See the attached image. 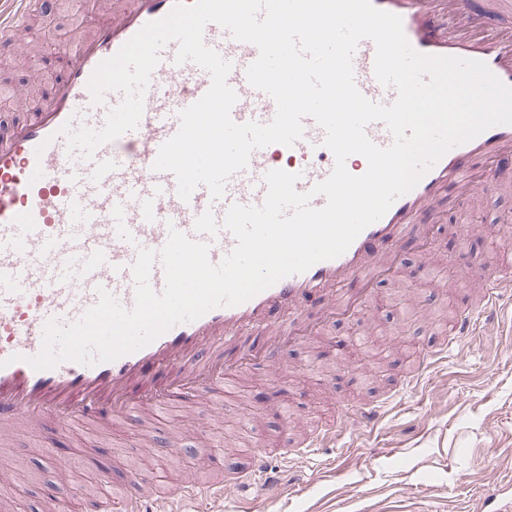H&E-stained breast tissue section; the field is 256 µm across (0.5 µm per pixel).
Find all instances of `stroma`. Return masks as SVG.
<instances>
[{
  "instance_id": "stroma-1",
  "label": "stroma",
  "mask_w": 512,
  "mask_h": 512,
  "mask_svg": "<svg viewBox=\"0 0 512 512\" xmlns=\"http://www.w3.org/2000/svg\"><path fill=\"white\" fill-rule=\"evenodd\" d=\"M104 8L103 0H53L52 9L40 12L12 50H0V118L27 111L34 94H49L63 76L60 61L71 31L93 27ZM511 214L512 197L488 198L473 212L478 233L455 236L439 227L431 238L433 253L406 249L396 275L375 281L377 304L324 323L327 338L346 344L335 365L316 360L312 340L293 341L276 369L249 366L240 392L226 397L222 408H201L188 418L177 410L152 423L153 448L140 447L137 439L146 415H131L105 450L113 471L157 472L173 484L204 478L205 450L195 446L201 433L211 447L223 449L228 470H242L252 437L272 445L284 438L293 442L318 424L341 420L350 408L386 398L390 405L377 425L350 428L335 447L272 469V477L285 485L277 497H266L254 484L195 502L196 512H379L387 502L408 497L429 512H479L494 483L512 482V303H502L497 327L449 351L417 387L403 391L398 384L470 302L459 262L476 268L496 245L512 248V238L499 243L490 231ZM276 374L286 389L284 418L267 413L263 400ZM55 434L49 422L0 439V470L25 475L13 496V512H42L41 499L56 468L31 449ZM177 434L191 453L174 459L168 446Z\"/></svg>"
}]
</instances>
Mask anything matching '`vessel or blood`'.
<instances>
[{"mask_svg":"<svg viewBox=\"0 0 512 512\" xmlns=\"http://www.w3.org/2000/svg\"><path fill=\"white\" fill-rule=\"evenodd\" d=\"M0 7V43L36 11L37 0H6ZM176 0H112V16L92 33L74 31L62 79L31 116L0 130V436L37 427L48 416L66 428L82 465L93 470L98 497L87 499V512L105 505L122 512H182L196 490L223 495L226 483L252 481L264 473L267 456L257 450L248 470L199 485L189 480L155 493L157 478L136 470L114 479L97 468L94 448L124 428L131 412L162 413L191 403L216 405L236 387L253 354L247 337L262 339V360L272 365L290 336H311L302 318L303 303L323 300V313L348 314L374 295L382 274L394 273L410 245L427 247L431 229L453 209V229L473 232L471 202L482 196L512 195V125L493 126L449 150L409 192L367 226L340 256L290 275L237 306H219L199 319L171 327L148 346L111 362L92 366L65 361L37 371L27 364L43 341L46 322L70 325L110 293L127 310L135 305L132 267L140 249L160 251L170 229L207 243L209 259L220 263L236 246L223 226L231 205L259 206L265 200V175L271 170L298 174L297 191L310 193L311 207L326 205L313 187L333 171L335 158L325 146L323 128L303 118V135L292 146L271 144L254 150L245 168L226 181L222 198L198 186L189 200L177 193L169 171L153 170L163 143L180 129L179 113L209 89V73L194 62L176 63L177 43L167 44L144 94L143 114L134 130L97 148L92 159L70 152L63 126L101 129L110 109L122 99L111 91L93 103L89 79L103 60L116 55L146 24L164 18ZM398 15L409 44L434 56L484 62L512 86V0H372ZM205 44L231 69L228 85L238 99L234 122L261 125L273 121L274 99L247 80L258 48L235 40L229 30L207 24ZM376 47L362 39L352 66L359 91L370 101L389 105L394 87L374 74ZM473 300L449 323L437 355L474 335L480 321L512 298V262H497L474 275L463 272ZM67 479L44 494L46 512H69Z\"/></svg>","mask_w":512,"mask_h":512,"instance_id":"vessel-or-blood-1","label":"vessel or blood"}]
</instances>
